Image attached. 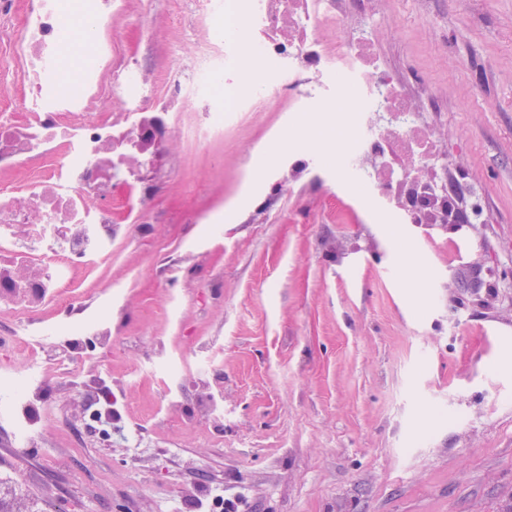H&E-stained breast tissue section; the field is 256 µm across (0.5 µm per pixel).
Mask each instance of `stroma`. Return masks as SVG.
I'll return each instance as SVG.
<instances>
[{
    "instance_id": "obj_1",
    "label": "stroma",
    "mask_w": 512,
    "mask_h": 512,
    "mask_svg": "<svg viewBox=\"0 0 512 512\" xmlns=\"http://www.w3.org/2000/svg\"><path fill=\"white\" fill-rule=\"evenodd\" d=\"M378 54L445 156L438 178L480 195L469 224H375L315 151L334 121L280 106L242 113L223 139L192 118L170 72L190 66V0H113L112 64L127 95L160 103L144 172L122 170L117 224L140 225L75 285L111 314L117 432L0 444L46 512H180L197 486L244 493L248 512H512V0H368ZM24 65L0 49V110ZM467 239L457 254L454 243ZM422 271L419 283L408 264ZM111 288V300L101 292ZM222 392L220 415L198 409Z\"/></svg>"
}]
</instances>
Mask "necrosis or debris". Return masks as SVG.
Wrapping results in <instances>:
<instances>
[{
    "label": "necrosis or debris",
    "mask_w": 512,
    "mask_h": 512,
    "mask_svg": "<svg viewBox=\"0 0 512 512\" xmlns=\"http://www.w3.org/2000/svg\"><path fill=\"white\" fill-rule=\"evenodd\" d=\"M366 0H194L204 33L200 52L173 81L186 99L197 100V138L224 135V115L267 103L269 92L288 91L294 112H318L329 100L347 97L354 121L339 168L360 182L376 207L398 224L431 223L448 203L445 184L417 176L410 158L435 166L438 152L424 149L431 137L414 103L398 90L393 69L375 53L369 30L342 32L343 14L364 11ZM224 16V33L211 23ZM90 51L77 65L75 90L59 84L63 38L73 27L65 0H0V39L20 33L26 90L19 102L23 120L0 113V168L25 165L38 175L23 191L0 187V311L11 319L0 327V431L14 447L27 448L41 436L37 419L50 416V401L65 392L83 396L88 432L108 441L112 430L100 411L106 398L87 390L79 371L47 355L59 339L45 323L60 299L76 304L71 287L80 269L112 251L118 236L134 237V224L112 221V136L118 123L111 110L96 111L93 89L112 68V41L102 37L112 17V0H86ZM246 22L256 36L239 45L235 31ZM332 33L330 51L319 35ZM261 64L248 92L233 72L240 58ZM223 77L224 111L200 95L203 81Z\"/></svg>",
    "instance_id": "1"
}]
</instances>
